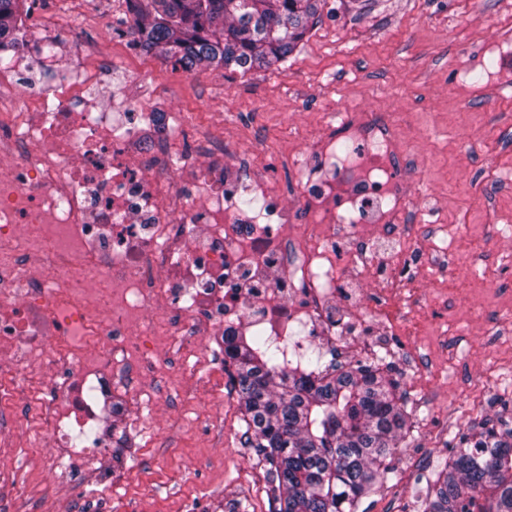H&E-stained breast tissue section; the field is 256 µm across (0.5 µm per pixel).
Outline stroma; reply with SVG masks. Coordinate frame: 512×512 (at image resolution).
<instances>
[{
  "label": "stroma",
  "instance_id": "obj_1",
  "mask_svg": "<svg viewBox=\"0 0 512 512\" xmlns=\"http://www.w3.org/2000/svg\"><path fill=\"white\" fill-rule=\"evenodd\" d=\"M48 22L64 48L17 69L16 95L81 81L74 54L89 47V61L115 66L92 88L97 100L118 93L181 114L190 160L199 151L192 129L205 125L227 158L248 157L289 205L308 142L339 114H394L401 149L415 162L408 242L447 248L448 266L407 275L403 322L380 360L399 383L409 428L388 482L361 509L419 512L470 419L512 417V335L495 330L498 312L512 311V0H326L287 62L245 74H189L141 51L125 0H37L25 38L39 44ZM430 224L443 234L429 237ZM139 352L157 357L159 405L140 400V378L113 389L132 449L111 492L54 461L36 416L43 387L28 380L16 445L0 447V512H273L226 377L169 355L159 336L143 337Z\"/></svg>",
  "mask_w": 512,
  "mask_h": 512
}]
</instances>
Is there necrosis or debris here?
<instances>
[{"label": "necrosis or debris", "instance_id": "necrosis-or-debris-1", "mask_svg": "<svg viewBox=\"0 0 512 512\" xmlns=\"http://www.w3.org/2000/svg\"><path fill=\"white\" fill-rule=\"evenodd\" d=\"M99 75L0 113V374L45 378L50 447L108 490V444L79 434L110 421L101 400L125 382L124 355L141 337L164 331L180 352L211 337L216 371L236 330L385 338L389 306L423 257L398 247L410 189L393 114L349 115L342 159L316 138L305 156L319 174L301 176L291 207L216 142L161 172L160 158L184 153L180 120L147 102L98 105L85 87ZM339 250L343 284L330 263ZM370 274L383 300L346 330L337 295L356 297Z\"/></svg>", "mask_w": 512, "mask_h": 512}]
</instances>
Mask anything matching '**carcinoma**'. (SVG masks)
<instances>
[{"instance_id": "carcinoma-1", "label": "carcinoma", "mask_w": 512, "mask_h": 512, "mask_svg": "<svg viewBox=\"0 0 512 512\" xmlns=\"http://www.w3.org/2000/svg\"><path fill=\"white\" fill-rule=\"evenodd\" d=\"M27 0H0V44L27 15ZM136 44L185 72L247 73L288 59L319 19L323 0H126ZM245 438L265 462L275 512H358L388 480L404 436L399 383L362 361L338 368L288 366L259 332L224 337ZM126 432L112 424L120 466ZM421 512H512V422L474 420L427 486Z\"/></svg>"}]
</instances>
